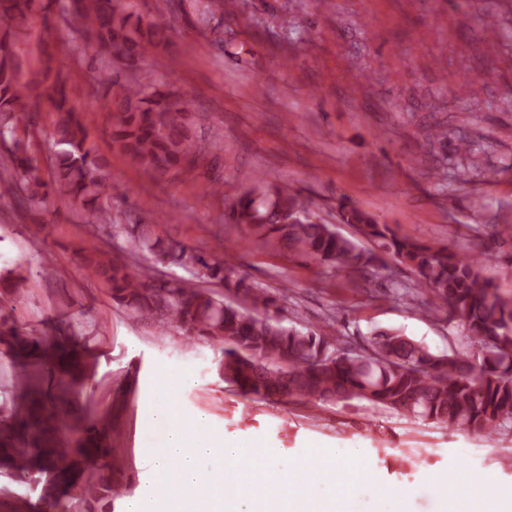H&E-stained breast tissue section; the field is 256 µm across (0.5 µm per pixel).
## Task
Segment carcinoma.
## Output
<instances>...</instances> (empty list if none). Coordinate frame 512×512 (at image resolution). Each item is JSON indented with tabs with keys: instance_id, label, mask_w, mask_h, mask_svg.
Wrapping results in <instances>:
<instances>
[{
	"instance_id": "carcinoma-1",
	"label": "carcinoma",
	"mask_w": 512,
	"mask_h": 512,
	"mask_svg": "<svg viewBox=\"0 0 512 512\" xmlns=\"http://www.w3.org/2000/svg\"><path fill=\"white\" fill-rule=\"evenodd\" d=\"M57 10L79 34L74 51L94 52L106 64L119 61L129 79L110 81L107 95L112 139L136 164L158 174L172 170L200 175L197 158L204 149L190 132L192 103L137 78L144 56L157 43H170V26L142 25L134 0H0V200L38 213L56 203L68 205L109 237L122 236L127 256L98 247L79 249L81 267L109 293L112 303L138 321L186 339L221 345L224 381L244 395L267 402L365 400L405 416L430 420L450 430L494 435L512 430V300L503 298L483 275L492 255L476 260L398 235L347 198L337 204L336 220L373 241L364 250L338 234L332 224L309 215L294 194L278 189L259 197L241 193L225 200L224 221L246 227L256 238L289 257L319 261L339 271L375 274L386 259L405 264L415 281L393 284V298L418 300L430 295L448 322L461 325L477 346L472 355L436 354L394 329L379 330L356 350L340 346L335 321L312 329L288 324L269 289L246 283L219 253L195 250L180 242L153 237L142 224H114L106 208L112 196L107 165L94 151L81 116L69 106L66 81L47 86L59 119L52 175L45 181L34 157L17 135L29 114L32 94L44 85L40 74L23 71L11 28L34 16L48 19ZM147 252L154 262L189 270L192 278L166 280L155 267L129 269L127 259ZM217 280L249 297L251 308L226 302L196 284ZM81 333L59 331L26 337L0 305V343L6 345L17 393L0 401V474L14 483H36L43 472L54 474L61 494L42 498L36 512H93L90 500L109 502L123 496L119 484L94 483L91 495L72 493L74 466L112 472V445L107 422L98 418L82 428L66 461L53 448L40 447L42 435L60 431L62 423L44 409L43 391L31 384V368L57 372L75 384L83 379Z\"/></svg>"
}]
</instances>
